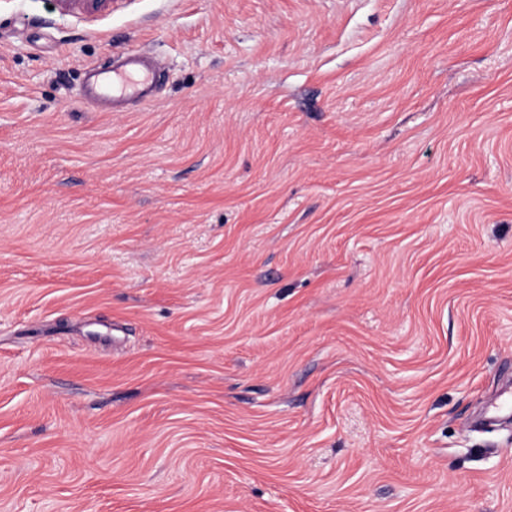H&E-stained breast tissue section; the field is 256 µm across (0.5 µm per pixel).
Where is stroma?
<instances>
[{
    "label": "stroma",
    "instance_id": "obj_1",
    "mask_svg": "<svg viewBox=\"0 0 512 512\" xmlns=\"http://www.w3.org/2000/svg\"><path fill=\"white\" fill-rule=\"evenodd\" d=\"M509 384L512 0H0V512H512ZM151 69L137 56H128L112 69V98L136 96L144 102L152 100Z\"/></svg>",
    "mask_w": 512,
    "mask_h": 512
}]
</instances>
